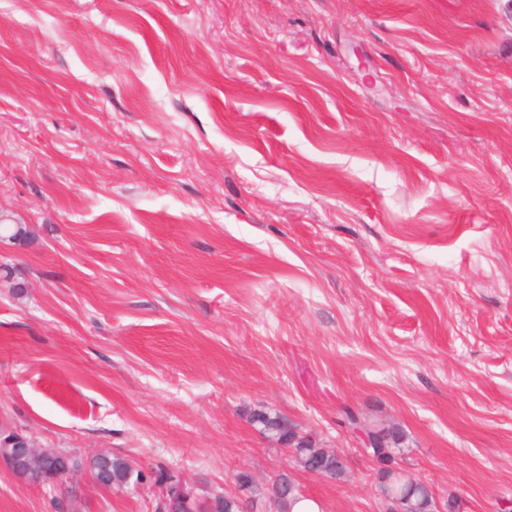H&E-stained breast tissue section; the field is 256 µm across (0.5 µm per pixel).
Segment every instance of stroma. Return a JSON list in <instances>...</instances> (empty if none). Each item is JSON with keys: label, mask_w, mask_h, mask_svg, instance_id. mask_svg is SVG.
Segmentation results:
<instances>
[{"label": "stroma", "mask_w": 512, "mask_h": 512, "mask_svg": "<svg viewBox=\"0 0 512 512\" xmlns=\"http://www.w3.org/2000/svg\"><path fill=\"white\" fill-rule=\"evenodd\" d=\"M0 224V428L384 512L351 411L512 512V0H0ZM154 505L0 467V512ZM250 423L261 433L269 434L283 443H292L293 463L297 470L334 480L343 477L346 466L336 453L319 448L312 440L294 432L278 415L263 410L256 411L250 415Z\"/></svg>", "instance_id": "1"}]
</instances>
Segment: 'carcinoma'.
<instances>
[{
    "label": "carcinoma",
    "instance_id": "carcinoma-1",
    "mask_svg": "<svg viewBox=\"0 0 512 512\" xmlns=\"http://www.w3.org/2000/svg\"><path fill=\"white\" fill-rule=\"evenodd\" d=\"M250 423L260 432L284 443L293 444V463L297 470L339 480L343 477L346 466L338 458L336 453L319 448L305 436H301L288 428L281 418L268 411H256L250 415ZM348 425L351 427L365 428L374 438L383 442L387 452L395 455L396 447L402 440L400 431L382 427L378 424H368L353 413L348 414ZM23 436L8 431L0 430V456L4 460H10L14 456L18 441ZM33 462L26 466H19L17 475L19 479L30 484H44L50 478L56 476L65 467L88 471L94 482L105 489L129 487L134 481L142 485H157L167 480L160 474L153 477L140 469L135 472L130 470L127 460L120 456L111 455L107 458H84L80 455L71 456L62 454L53 448H35L32 452ZM236 482L252 490V494L261 495L268 499L276 512H290L291 504L302 499L293 479L283 474L267 487H259L254 484L249 474L241 472L236 476ZM380 490H389L406 503L407 512H435L436 499L427 485L416 480H396V472L389 469L381 474ZM172 512H244V502L230 494L224 495L220 500L211 495L207 498L193 499L188 503L175 501L170 504Z\"/></svg>",
    "mask_w": 512,
    "mask_h": 512
}]
</instances>
